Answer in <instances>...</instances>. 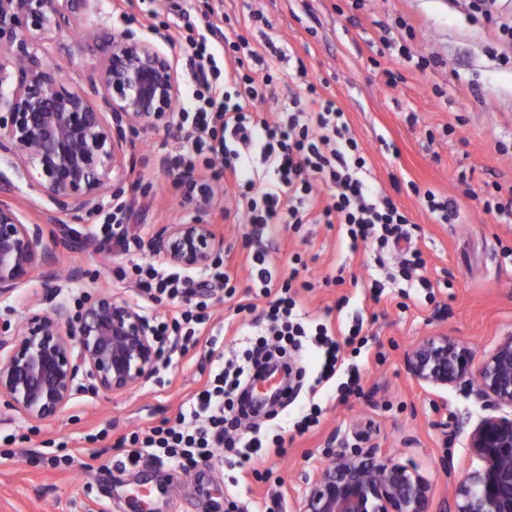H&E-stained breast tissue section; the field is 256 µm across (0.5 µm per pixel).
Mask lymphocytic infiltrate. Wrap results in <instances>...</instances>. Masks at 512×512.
<instances>
[{
  "label": "lymphocytic infiltrate",
  "instance_id": "obj_1",
  "mask_svg": "<svg viewBox=\"0 0 512 512\" xmlns=\"http://www.w3.org/2000/svg\"><path fill=\"white\" fill-rule=\"evenodd\" d=\"M179 45L190 63L186 104L178 112L187 151L168 159L169 168L190 173L197 162L209 167L221 162L220 172L230 180L232 198L254 240H262L281 224L295 228L319 219L342 226L350 245L376 244L375 262L383 267L385 250L407 237L410 219L391 195L369 178L364 150L344 111L335 101L317 95L315 84L306 79L305 66H298L297 75L307 82V98H292L270 121L258 116L251 106L274 98L272 68L267 65L259 72H244L245 59L257 57L245 36L231 41L211 25L206 32L183 36ZM224 55L231 68L219 88L209 76L217 71V60ZM260 164L268 174L262 185L255 179ZM318 180L330 192V202L323 206L318 205L314 193ZM423 266L420 253L411 252L399 262L397 272L386 271L383 278L373 279L371 288L380 296L391 284L406 297L413 290L430 288V280L421 274ZM132 271L137 286L153 302L182 300L190 304L189 309L154 319L161 345L157 367L168 368L174 349L189 351L204 335L210 315L207 301L201 298L203 291L229 288L232 277L220 256L195 277L154 261L134 264ZM298 275V270H290L282 281L280 296H272L274 276L265 254H254L249 276L260 297L267 300L260 309L252 303L245 306L253 314L251 325L256 335L247 338L242 351L227 358L216 355L208 384L182 405L174 422L131 434L130 462L148 458L189 472L220 449L232 464L255 468L267 445L283 448L282 431L301 435L319 422L322 409L313 403L279 419L277 435L267 436L257 427L247 436L238 432L240 419L249 409L251 381L272 359L287 363L295 350L306 353V364L296 375L307 380L310 393H318L333 380L341 395L359 391L360 367L346 363L344 350L361 335L363 317L352 315L345 337L336 338L326 324L302 313L291 296Z\"/></svg>",
  "mask_w": 512,
  "mask_h": 512
}]
</instances>
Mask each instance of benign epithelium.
Here are the masks:
<instances>
[{
	"instance_id": "7a95c632",
	"label": "benign epithelium",
	"mask_w": 512,
	"mask_h": 512,
	"mask_svg": "<svg viewBox=\"0 0 512 512\" xmlns=\"http://www.w3.org/2000/svg\"><path fill=\"white\" fill-rule=\"evenodd\" d=\"M99 11V0H0V154L34 180L61 215H91L106 190L123 181V130L171 123L179 92L176 56L131 29L104 41L85 84L46 63L40 44L70 33ZM102 94L103 107L93 96ZM184 186L195 217L153 236V255L184 269L206 267L223 240L208 215L223 195L211 180L171 173ZM56 276L43 230L26 224L0 200V297L39 277ZM0 397L30 419L56 416L84 382L106 392L130 389L154 371L159 349L153 327L131 303L108 292L73 313L29 311L22 337L0 331ZM405 365L420 385L458 389L491 410L466 433L479 466L455 483L448 512H512V331L478 356L456 338L423 336ZM331 463L307 482L298 512H434L433 488L418 468L378 449L331 448Z\"/></svg>"
}]
</instances>
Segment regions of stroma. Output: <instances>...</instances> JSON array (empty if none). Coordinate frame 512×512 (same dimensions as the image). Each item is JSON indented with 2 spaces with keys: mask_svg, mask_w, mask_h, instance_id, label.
Returning <instances> with one entry per match:
<instances>
[{
  "mask_svg": "<svg viewBox=\"0 0 512 512\" xmlns=\"http://www.w3.org/2000/svg\"><path fill=\"white\" fill-rule=\"evenodd\" d=\"M198 28L215 24L228 37L249 38L258 53L273 40L285 60L275 66L277 101L256 103L270 118L276 104L299 93L297 64L321 79L318 91L345 112L355 137L369 151L371 174L417 224L410 240L387 254L396 266L402 250L420 251L430 294L410 298L386 289L373 300L368 286L374 272L372 246L350 248L338 225L304 224L250 244L245 229L223 210L211 212L224 246L220 254L234 275L233 296L216 292L211 313L216 333L228 321L240 322L237 305L252 302L248 255L265 248L279 273L289 270L293 255L304 263L297 300L311 317L343 326L362 311L368 351L361 354L362 390L348 399L336 391L321 395L320 425L304 435H287L284 453L268 450L262 477L247 476L232 487L231 468L213 458L197 472L126 460L122 438L173 420L183 402L206 382L207 344L174 356L170 367L122 392L80 391L54 418L34 421L0 398V512H224L235 502L244 512H294L306 480L327 462V449L365 441L385 455L414 462L433 485L437 512H448L454 479L471 464L465 435L484 410L463 393L416 383L405 355L421 337L441 331L468 342L476 352L490 350L512 331V223L483 213L486 183H512V68L487 54L498 42L492 27L473 18L464 0H181ZM260 20H252V13ZM178 17L169 0H100L89 24L98 35L135 30L142 38L176 34ZM414 36V54L436 56L444 65L419 72L401 68L396 57L382 53L381 27L393 37L406 26ZM47 57L75 83L98 63L94 42L78 35H56ZM401 70L402 82L389 87L385 70ZM130 173L120 196L105 194L100 209L80 221L56 214L38 186L16 173L0 156V174L13 184L10 203L26 223L40 225L45 245L56 256L59 277L51 287L33 280L11 297L0 298V327H16L29 310L51 311L58 304L76 306L99 292L121 296L146 317L169 310L153 303L118 269L151 259V238L167 224L190 221L193 212L183 192L165 171L166 158L182 153L177 126H140L127 136ZM432 190L454 203L455 223H438L411 185ZM127 209V245L103 241L75 250L68 229L95 234L116 204ZM80 270L78 279L69 270ZM111 422L107 440L91 444L86 434ZM70 455L74 466L51 467L43 454Z\"/></svg>",
  "mask_w": 512,
  "mask_h": 512,
  "instance_id": "stroma-1",
  "label": "stroma"
}]
</instances>
